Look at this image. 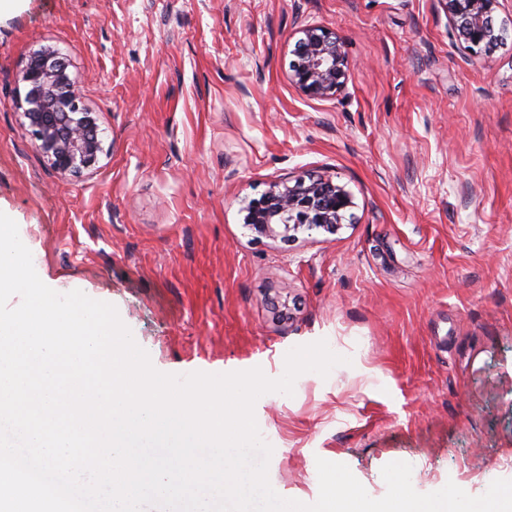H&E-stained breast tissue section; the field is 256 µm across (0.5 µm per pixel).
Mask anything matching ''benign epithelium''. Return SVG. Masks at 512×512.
<instances>
[{"label":"benign epithelium","instance_id":"obj_1","mask_svg":"<svg viewBox=\"0 0 512 512\" xmlns=\"http://www.w3.org/2000/svg\"><path fill=\"white\" fill-rule=\"evenodd\" d=\"M448 24L477 55L496 46L499 27L494 13L499 0H437ZM290 62L291 82L312 98H332L351 76L343 42L320 27L302 30ZM27 91L23 116L41 154L62 175L90 168L103 152L97 113L89 111L76 91L64 61L51 48L34 54L21 74ZM354 207L351 193L329 177L310 176L274 183L244 207V224L257 236L290 241L303 230L337 233Z\"/></svg>","mask_w":512,"mask_h":512}]
</instances>
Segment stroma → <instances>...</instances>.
<instances>
[{"label":"stroma","mask_w":512,"mask_h":512,"mask_svg":"<svg viewBox=\"0 0 512 512\" xmlns=\"http://www.w3.org/2000/svg\"><path fill=\"white\" fill-rule=\"evenodd\" d=\"M475 55L438 0H15L0 12V211L40 279L113 304L163 373L255 367L326 341L346 364L268 393L269 481L314 503L317 459L375 499L384 465L429 493L512 480V0ZM341 37L336 97L289 79L300 31ZM56 50L104 150L39 152L20 76ZM323 174L337 234L256 237L246 201Z\"/></svg>","instance_id":"1"}]
</instances>
